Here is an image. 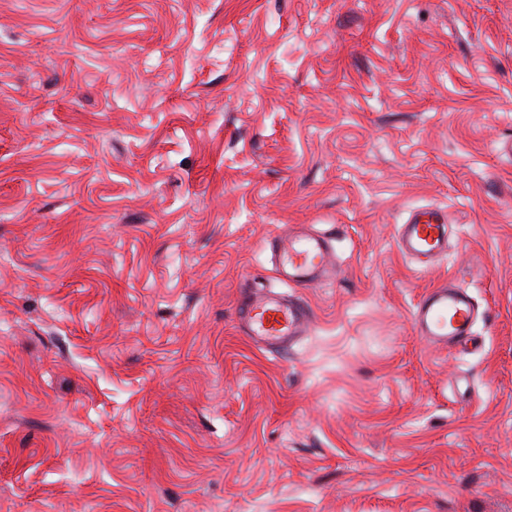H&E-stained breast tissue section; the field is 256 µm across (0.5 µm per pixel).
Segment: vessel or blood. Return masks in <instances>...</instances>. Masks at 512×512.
Instances as JSON below:
<instances>
[{"label": "vessel or blood", "mask_w": 512, "mask_h": 512, "mask_svg": "<svg viewBox=\"0 0 512 512\" xmlns=\"http://www.w3.org/2000/svg\"><path fill=\"white\" fill-rule=\"evenodd\" d=\"M397 245L416 269L448 253V215L439 208L414 210L397 227ZM267 247L278 274L288 283L310 288L328 277L335 264L329 236L301 232L270 236ZM479 307L471 293L451 283L427 290L413 314L417 336L442 348L466 344ZM240 331L265 349H284L305 336L312 322L308 304L299 297L242 286L236 312Z\"/></svg>", "instance_id": "b4317fda"}]
</instances>
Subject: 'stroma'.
<instances>
[{"label":"stroma","mask_w":512,"mask_h":512,"mask_svg":"<svg viewBox=\"0 0 512 512\" xmlns=\"http://www.w3.org/2000/svg\"><path fill=\"white\" fill-rule=\"evenodd\" d=\"M509 142L512 0H0V512H512ZM302 225L336 271L256 349ZM448 214L435 207L414 210L397 227L400 252L414 263L416 270L424 269L448 254ZM478 314L468 290L444 282L421 296L412 314L413 329L431 344L456 347L466 344ZM236 318L240 331L263 349H284L306 335L312 312L300 297L258 291L243 284Z\"/></svg>","instance_id":"35a3bbf8"}]
</instances>
